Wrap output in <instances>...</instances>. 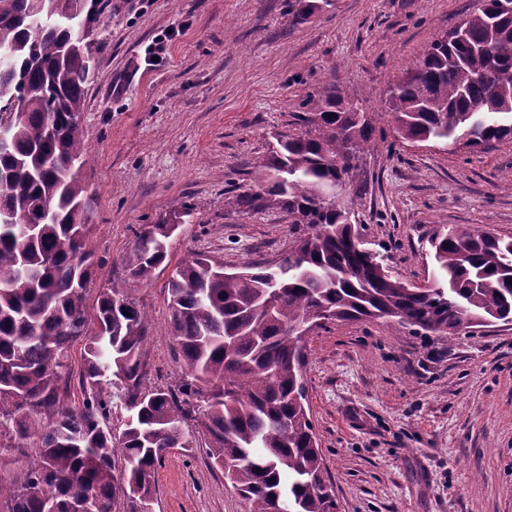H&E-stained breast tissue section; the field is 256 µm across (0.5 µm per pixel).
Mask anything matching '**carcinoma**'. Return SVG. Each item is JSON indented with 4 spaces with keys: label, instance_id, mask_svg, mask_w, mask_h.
Returning <instances> with one entry per match:
<instances>
[{
    "label": "carcinoma",
    "instance_id": "carcinoma-1",
    "mask_svg": "<svg viewBox=\"0 0 512 512\" xmlns=\"http://www.w3.org/2000/svg\"><path fill=\"white\" fill-rule=\"evenodd\" d=\"M94 18L84 0H0V112L18 98L10 152L30 172L0 197L15 227L0 224V432L37 440L24 481L6 488L7 512H125L154 502L155 473L191 447L188 418L201 411L209 457L250 502L251 512H336L321 448L304 405L302 337L291 332L316 309L329 321L391 319L439 336L512 321V238L446 231L429 245L438 275L423 287L392 278L361 233L336 186L358 170L379 113L321 85L296 113L301 132L278 142L252 188L235 196L245 211L279 208L303 225L277 275L265 266L224 271L203 254L180 262L168 282L171 328L188 370L178 391L143 389L145 313L124 289L98 298V330L86 329L92 282L85 187L78 170L88 148L81 116L91 75ZM402 140L482 149L512 141V0H477L459 26L435 40L393 83L387 100ZM53 123V135L44 129ZM176 228L162 219L135 232L130 282L151 277L168 257ZM84 339L82 403H63L58 382L72 344ZM128 412L118 437L103 427L114 399ZM55 417L46 426L41 414ZM124 472L115 475V456Z\"/></svg>",
    "mask_w": 512,
    "mask_h": 512
}]
</instances>
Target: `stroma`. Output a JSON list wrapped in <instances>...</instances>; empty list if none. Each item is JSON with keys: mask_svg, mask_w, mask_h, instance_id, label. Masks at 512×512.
I'll use <instances>...</instances> for the list:
<instances>
[{"mask_svg": "<svg viewBox=\"0 0 512 512\" xmlns=\"http://www.w3.org/2000/svg\"><path fill=\"white\" fill-rule=\"evenodd\" d=\"M103 2L81 118L94 254L86 303L127 281L140 225L182 214L168 267L127 291L147 315L144 385L173 390L187 371L170 328L173 266L195 252L229 268L280 262L295 237L287 212L235 203L275 136L297 132L296 112L323 84L383 111L389 85L474 0H331L298 21L288 0ZM178 26L166 56L147 63L157 36ZM376 127L386 136L340 200L392 277L431 279L434 232L512 236V143H412L388 120ZM303 353L336 512H512V322L440 339L385 319L332 321ZM186 427L191 448L155 474L154 512H249L196 419Z\"/></svg>", "mask_w": 512, "mask_h": 512, "instance_id": "1", "label": "stroma"}]
</instances>
